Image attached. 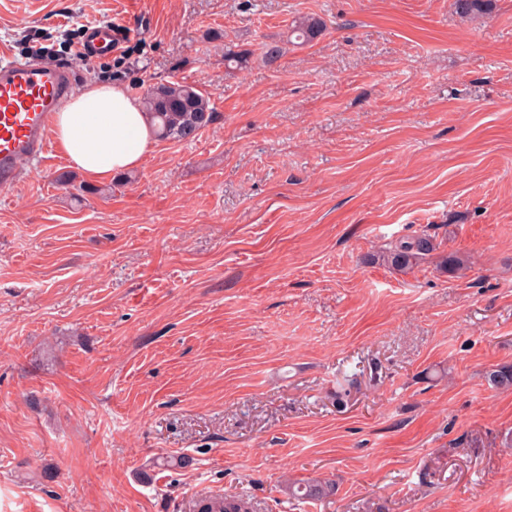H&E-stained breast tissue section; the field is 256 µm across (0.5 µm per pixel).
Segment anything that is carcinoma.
<instances>
[{
  "label": "carcinoma",
  "instance_id": "obj_1",
  "mask_svg": "<svg viewBox=\"0 0 512 512\" xmlns=\"http://www.w3.org/2000/svg\"><path fill=\"white\" fill-rule=\"evenodd\" d=\"M492 2L453 0V6L456 13L476 18L488 13ZM325 29L326 24L320 18L305 16L292 22L291 35L297 42L306 44L316 40ZM140 99L144 111L155 119V133L160 140H192L215 119L208 97L194 83H156L145 88ZM436 250L433 237L423 233L396 245L390 253L391 265L400 270L411 268ZM485 379L495 388H512V366L491 369L485 373ZM334 490V484L318 480L288 486L289 494L300 500H320L332 495Z\"/></svg>",
  "mask_w": 512,
  "mask_h": 512
}]
</instances>
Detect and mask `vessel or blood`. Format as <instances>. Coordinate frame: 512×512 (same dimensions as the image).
Instances as JSON below:
<instances>
[{"instance_id": "obj_1", "label": "vessel or blood", "mask_w": 512, "mask_h": 512, "mask_svg": "<svg viewBox=\"0 0 512 512\" xmlns=\"http://www.w3.org/2000/svg\"><path fill=\"white\" fill-rule=\"evenodd\" d=\"M120 43L112 25L101 22L86 30L81 53L94 57L111 53ZM79 90L74 71L16 57L0 47V190L12 189L24 161L52 152L49 118L60 102Z\"/></svg>"}]
</instances>
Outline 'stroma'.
Listing matches in <instances>:
<instances>
[{"mask_svg":"<svg viewBox=\"0 0 512 512\" xmlns=\"http://www.w3.org/2000/svg\"><path fill=\"white\" fill-rule=\"evenodd\" d=\"M452 3L0 0L16 55L216 112L94 191L58 152L0 192V512H512V0ZM100 22L137 69L78 57ZM326 24L315 16H305L296 19L291 24V37L294 36L299 44H306L316 40L323 34ZM436 250L433 237L423 233L396 245L390 253L391 265L400 270L411 268ZM334 490L335 485L333 483L318 480L288 486L289 494L300 500H320L332 495Z\"/></svg>","mask_w":512,"mask_h":512,"instance_id":"35a3bbf8","label":"stroma"}]
</instances>
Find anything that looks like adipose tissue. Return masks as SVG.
Returning <instances> with one entry per match:
<instances>
[{
	"label": "adipose tissue",
	"instance_id": "1",
	"mask_svg": "<svg viewBox=\"0 0 512 512\" xmlns=\"http://www.w3.org/2000/svg\"><path fill=\"white\" fill-rule=\"evenodd\" d=\"M68 164L101 180L140 166L155 143L150 118L122 86L89 82L52 118Z\"/></svg>",
	"mask_w": 512,
	"mask_h": 512
}]
</instances>
